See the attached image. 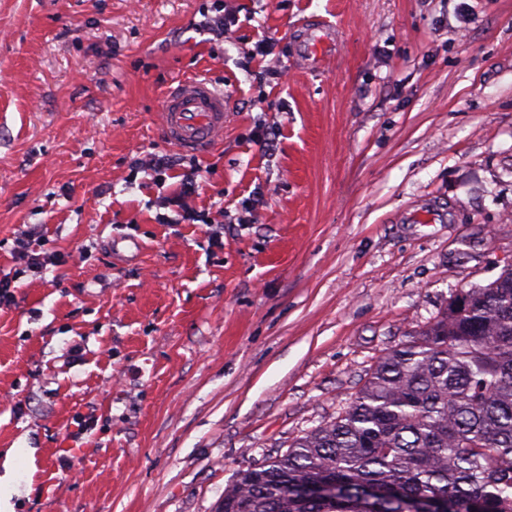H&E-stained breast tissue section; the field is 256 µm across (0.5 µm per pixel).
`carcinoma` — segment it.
I'll list each match as a JSON object with an SVG mask.
<instances>
[{
	"instance_id": "carcinoma-1",
	"label": "carcinoma",
	"mask_w": 512,
	"mask_h": 512,
	"mask_svg": "<svg viewBox=\"0 0 512 512\" xmlns=\"http://www.w3.org/2000/svg\"><path fill=\"white\" fill-rule=\"evenodd\" d=\"M512 512V263L379 356L331 421L236 473L220 512Z\"/></svg>"
}]
</instances>
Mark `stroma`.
I'll return each instance as SVG.
<instances>
[{"instance_id": "35a3bbf8", "label": "stroma", "mask_w": 512, "mask_h": 512, "mask_svg": "<svg viewBox=\"0 0 512 512\" xmlns=\"http://www.w3.org/2000/svg\"><path fill=\"white\" fill-rule=\"evenodd\" d=\"M204 2L0 0L15 512H215L512 262V0H224L220 44ZM200 75L231 97L188 199L212 221L188 224L150 162L167 87ZM30 225L59 260L39 276L12 256ZM212 12L214 15L209 13V10L202 11V15L205 18L202 23L208 33L212 36L210 40L212 41H222L224 42V35L227 34L228 29L231 27V23L234 22L230 16L224 14V1L223 0H215L213 3Z\"/></svg>"}]
</instances>
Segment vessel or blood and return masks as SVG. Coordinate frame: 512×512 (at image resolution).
<instances>
[{
  "instance_id": "1",
  "label": "vessel or blood",
  "mask_w": 512,
  "mask_h": 512,
  "mask_svg": "<svg viewBox=\"0 0 512 512\" xmlns=\"http://www.w3.org/2000/svg\"><path fill=\"white\" fill-rule=\"evenodd\" d=\"M228 96L209 80H178L162 100L160 130L178 148L198 152L224 134Z\"/></svg>"
}]
</instances>
